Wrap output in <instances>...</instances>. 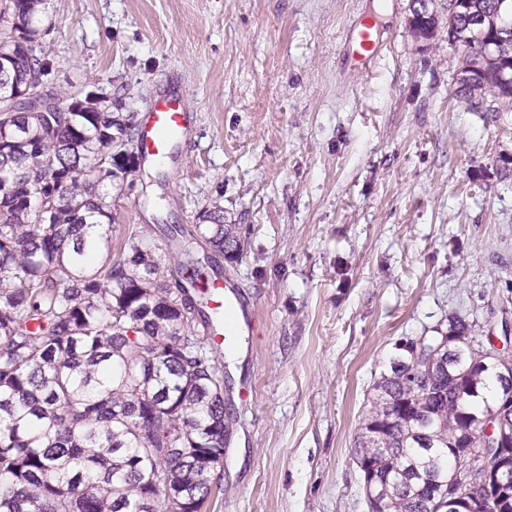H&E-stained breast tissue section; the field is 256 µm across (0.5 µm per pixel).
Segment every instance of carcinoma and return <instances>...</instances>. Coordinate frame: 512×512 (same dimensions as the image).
<instances>
[{"instance_id": "1", "label": "carcinoma", "mask_w": 512, "mask_h": 512, "mask_svg": "<svg viewBox=\"0 0 512 512\" xmlns=\"http://www.w3.org/2000/svg\"><path fill=\"white\" fill-rule=\"evenodd\" d=\"M491 17L494 54L457 19L463 64L483 68L512 104V10ZM48 0H0V91L42 82ZM485 84L456 90L480 108ZM72 112L0 113V512H204L224 462L223 317L202 290L218 271L199 241L243 254L236 225L212 204L194 230L174 226L176 274L135 228L112 253V210L99 194L137 172L138 124L93 90ZM472 324L405 346L377 385L356 463L377 482L373 512H430L481 419L511 433L497 367L476 361ZM475 486L460 474L457 512H512V450Z\"/></svg>"}]
</instances>
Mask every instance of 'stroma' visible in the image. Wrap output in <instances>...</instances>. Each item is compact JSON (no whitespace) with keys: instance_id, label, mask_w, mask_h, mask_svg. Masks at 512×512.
<instances>
[{"instance_id":"35a3bbf8","label":"stroma","mask_w":512,"mask_h":512,"mask_svg":"<svg viewBox=\"0 0 512 512\" xmlns=\"http://www.w3.org/2000/svg\"><path fill=\"white\" fill-rule=\"evenodd\" d=\"M412 0H50L47 88L90 84L142 115L185 87L195 126L133 189L104 187L113 240L191 228L210 202L244 251L216 257L255 327L224 371L220 488L207 512H368L355 460L403 348L474 322L512 355V109L455 95L460 45L408 31ZM373 17L384 53L342 35ZM348 58L357 70L367 71L380 59L382 47L370 22L350 24L343 34Z\"/></svg>"}]
</instances>
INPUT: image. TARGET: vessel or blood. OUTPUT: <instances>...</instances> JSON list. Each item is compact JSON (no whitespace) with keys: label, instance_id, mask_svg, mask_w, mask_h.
I'll list each match as a JSON object with an SVG mask.
<instances>
[{"label":"vessel or blood","instance_id":"1","mask_svg":"<svg viewBox=\"0 0 512 512\" xmlns=\"http://www.w3.org/2000/svg\"><path fill=\"white\" fill-rule=\"evenodd\" d=\"M343 44L349 59L361 71L369 70L382 55L374 27L366 21L349 25L343 34ZM193 126L194 114L186 105L182 88L173 87L157 94L143 114L136 144L144 163L152 165L169 158L186 141ZM212 288L217 307L237 311L241 327H253L250 305L236 293L232 278L214 280Z\"/></svg>","mask_w":512,"mask_h":512}]
</instances>
